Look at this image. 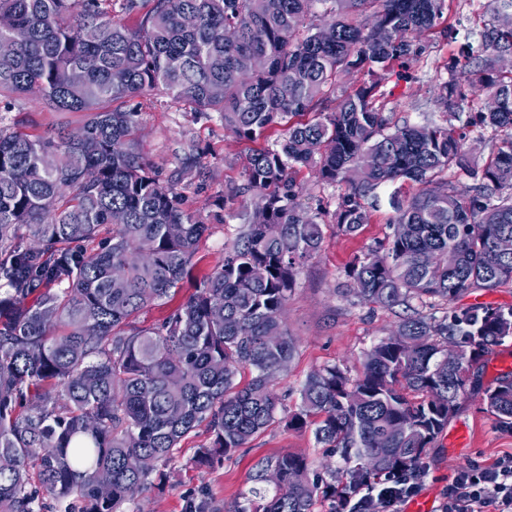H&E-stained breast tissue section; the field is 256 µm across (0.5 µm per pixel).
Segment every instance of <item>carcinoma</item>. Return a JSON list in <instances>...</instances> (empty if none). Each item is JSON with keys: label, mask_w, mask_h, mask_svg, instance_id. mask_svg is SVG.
Returning a JSON list of instances; mask_svg holds the SVG:
<instances>
[{"label": "carcinoma", "mask_w": 512, "mask_h": 512, "mask_svg": "<svg viewBox=\"0 0 512 512\" xmlns=\"http://www.w3.org/2000/svg\"><path fill=\"white\" fill-rule=\"evenodd\" d=\"M149 2L129 26L104 19L101 0H0V15L26 32L15 43L0 28V102L36 94L54 111L83 113L84 135L0 128V512H36L42 495L57 512H126L163 489L192 430L210 434L199 466L246 447L275 419L271 385L295 353L283 311L327 222L353 235L385 204L406 226L348 266L347 293L361 303L452 302L512 282V255L494 248L512 237V75L474 63L466 44L435 89L443 111L468 108L474 124L508 132L481 165L451 129L393 125L379 103L423 35L456 41L447 0ZM501 2L481 32L497 56L512 54V0ZM317 4L323 24L311 21ZM354 73L358 83L336 94ZM155 91L217 116L239 141L288 126L249 155L226 197L248 230L186 300L139 327L141 311L191 277L208 230L134 139L139 112L128 102ZM483 93L487 103L472 108ZM303 167L348 184L333 211L302 206ZM451 168L472 181L461 193L440 178ZM107 224L112 234L98 239ZM509 336L512 308L415 311L364 354L359 379L336 366L309 374L289 424L314 427L348 468L327 481L303 456L282 454L258 476L278 480L255 512H312L320 499L421 469L467 373ZM242 368L251 379L238 390ZM483 402L512 433V377Z\"/></svg>", "instance_id": "obj_1"}]
</instances>
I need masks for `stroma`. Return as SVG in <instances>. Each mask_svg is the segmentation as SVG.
I'll return each instance as SVG.
<instances>
[{"instance_id":"1","label":"stroma","mask_w":512,"mask_h":512,"mask_svg":"<svg viewBox=\"0 0 512 512\" xmlns=\"http://www.w3.org/2000/svg\"><path fill=\"white\" fill-rule=\"evenodd\" d=\"M494 16L493 0H450L448 17L460 37L480 48V32ZM423 54L413 63L408 78L391 81L386 87V108L393 124L438 125L453 129L465 149L477 159H486L496 145L491 133L471 126L467 113L451 116L434 101L436 85L447 79L445 65L456 44L426 35ZM139 112L135 139L149 165L165 185H174L188 211L202 214L209 229L193 259V274L211 273L224 257L225 247L238 239L245 226L237 206L225 205L227 191L243 180V162L251 143L238 141L225 131L218 118L199 119L182 103L156 92L131 102ZM81 114L47 111L39 98L27 95L0 106V126L29 134H41L60 122L77 126ZM392 212L382 209L355 235L337 232L324 225L321 252L299 271L283 312L284 326L296 351L288 367L278 374L273 389L281 399L275 419L247 447L208 466H196V448L210 435L198 428L180 443L168 466V483L163 492L148 491L135 502L141 512H186L188 502H206L209 512H233L244 502L261 465L281 454L304 455L312 471L341 468L339 457L317 444L312 430L290 428L288 420L298 410L300 389L307 376L326 366H338L350 379L362 374L366 351L396 330L402 308L388 309L353 302L346 294V269L355 256L393 232ZM512 374V336L489 352L473 375L474 388L459 400L443 433L423 456L424 475L419 498L429 499L431 512H441L448 484L457 471L472 466H489L512 455V433L500 431L486 412L479 392Z\"/></svg>"}]
</instances>
